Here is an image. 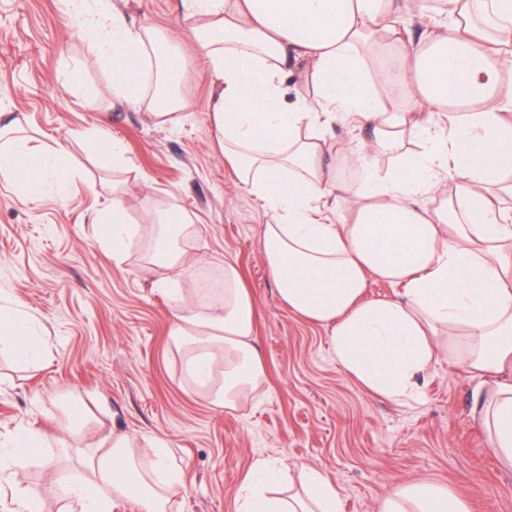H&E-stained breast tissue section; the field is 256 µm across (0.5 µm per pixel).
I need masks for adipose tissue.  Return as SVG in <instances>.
Wrapping results in <instances>:
<instances>
[{
	"label": "adipose tissue",
	"mask_w": 512,
	"mask_h": 512,
	"mask_svg": "<svg viewBox=\"0 0 512 512\" xmlns=\"http://www.w3.org/2000/svg\"><path fill=\"white\" fill-rule=\"evenodd\" d=\"M204 19L205 50L217 95L211 118L240 185L273 217L260 242L278 293L297 315L329 331L337 364L374 393L412 396L433 360L459 362L476 381L471 416L512 469V0H443L446 23L422 40L398 25L420 11L418 0H187ZM86 34L111 69L112 94L138 104L168 88L178 72L170 41L117 15L85 21ZM305 60L314 96L281 102L289 58ZM400 95L387 105L386 91ZM473 101L474 112L449 104ZM341 118L370 128L359 150L329 142L324 123ZM421 141L409 155L406 138ZM336 152L358 169L353 183L324 164ZM63 144L36 151L17 141L0 153V178L26 199L47 183L66 188L73 174ZM395 157L392 168L373 165ZM426 198L436 207L423 206ZM113 257L133 228L120 195L99 210ZM187 215L170 209L146 229L150 263L186 282L195 273L182 247ZM398 286L365 296L369 280ZM170 336L187 353L191 378L212 402L237 408L263 393L265 364L253 344L256 305L234 263L205 309L176 292ZM36 323L0 306V337L18 360L41 355ZM300 491L272 488L274 462L244 478L236 512H341L331 481L299 470ZM179 480L155 488L140 473L127 436L89 481L72 489L80 512H111L112 499L138 501L142 512H165ZM379 512H468L463 498L427 480L402 484Z\"/></svg>",
	"instance_id": "adipose-tissue-1"
}]
</instances>
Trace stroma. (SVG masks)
Listing matches in <instances>:
<instances>
[{"mask_svg":"<svg viewBox=\"0 0 512 512\" xmlns=\"http://www.w3.org/2000/svg\"><path fill=\"white\" fill-rule=\"evenodd\" d=\"M122 14L179 48L184 108L154 119L148 103L113 97L108 70L64 0H0V126L42 150L62 142L74 179L30 201L0 180V301L29 314L46 359L22 365L0 347V512L34 494L43 512H74L68 483L85 476L112 436L169 449L182 481L167 512H235L240 484L263 460L320 469L343 512H377L395 486L426 479L463 497L469 512H512V471L470 420L474 380L442 359L409 401L379 398L337 364L328 331L281 301L259 236L269 213L225 163L210 118L211 69L182 0H84ZM120 142L125 160L101 164L82 136ZM120 192L138 232L113 259L97 211ZM193 223L194 268L239 267L256 303L253 343L267 372L262 400L226 411L189 378L169 336L174 302L148 264L143 229L156 214ZM85 421L81 434L68 423ZM37 435L28 466L7 469L18 432Z\"/></svg>","mask_w":512,"mask_h":512,"instance_id":"obj_1","label":"stroma"}]
</instances>
